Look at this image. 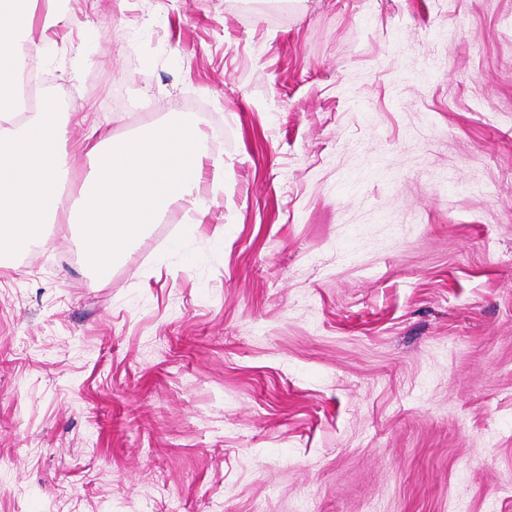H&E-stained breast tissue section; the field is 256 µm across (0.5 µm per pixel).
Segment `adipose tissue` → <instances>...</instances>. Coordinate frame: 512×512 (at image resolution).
<instances>
[{
    "label": "adipose tissue",
    "mask_w": 512,
    "mask_h": 512,
    "mask_svg": "<svg viewBox=\"0 0 512 512\" xmlns=\"http://www.w3.org/2000/svg\"><path fill=\"white\" fill-rule=\"evenodd\" d=\"M35 2L0 0V253L40 242L43 225L76 222L84 260L104 278L130 242L160 223L167 203L190 204L195 219L185 232L194 234L211 207L202 175L223 187L224 161L211 154L208 133L176 111L144 136L118 140L94 130L83 141L92 170L77 207L64 206L65 129L55 119L57 103L44 97L37 112L23 117L17 83L29 51L39 48L34 28L46 32L58 21L50 12L35 17Z\"/></svg>",
    "instance_id": "ef3b65f1"
}]
</instances>
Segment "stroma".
I'll return each mask as SVG.
<instances>
[{
    "label": "stroma",
    "instance_id": "obj_1",
    "mask_svg": "<svg viewBox=\"0 0 512 512\" xmlns=\"http://www.w3.org/2000/svg\"><path fill=\"white\" fill-rule=\"evenodd\" d=\"M240 2H61L73 173L176 107L224 189L0 261V512H512V0Z\"/></svg>",
    "mask_w": 512,
    "mask_h": 512
}]
</instances>
